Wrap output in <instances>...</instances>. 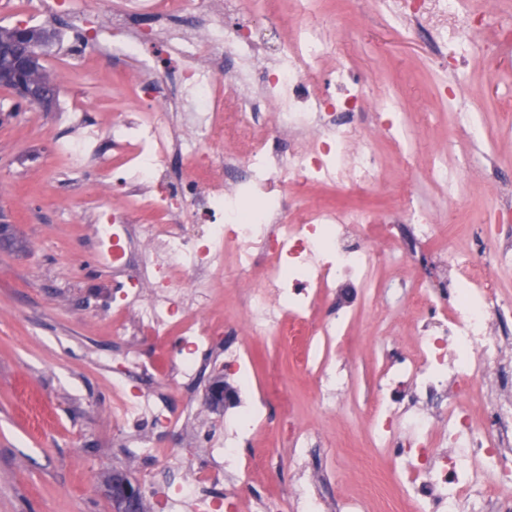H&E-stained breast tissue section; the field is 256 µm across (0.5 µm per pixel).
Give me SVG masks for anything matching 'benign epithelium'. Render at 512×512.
<instances>
[{"label":"benign epithelium","instance_id":"7a95c632","mask_svg":"<svg viewBox=\"0 0 512 512\" xmlns=\"http://www.w3.org/2000/svg\"><path fill=\"white\" fill-rule=\"evenodd\" d=\"M41 42L31 36V28L16 26L10 38L0 44V83L9 84L19 101L27 108L50 111L57 90L32 82L30 74L40 59ZM113 512H144L138 484L125 473L114 471L106 477Z\"/></svg>","mask_w":512,"mask_h":512}]
</instances>
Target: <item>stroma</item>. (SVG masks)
I'll list each match as a JSON object with an SVG mask.
<instances>
[{
    "mask_svg": "<svg viewBox=\"0 0 512 512\" xmlns=\"http://www.w3.org/2000/svg\"><path fill=\"white\" fill-rule=\"evenodd\" d=\"M316 9L336 36V49L352 57L358 71L389 86L417 124L416 169L405 168L399 154L384 141L377 149L386 171L371 191L357 195L344 186L315 189L313 198L338 206H361L390 212L408 186L438 212L442 242L480 251L472 227L479 215L512 195V46L496 48L497 32L480 28L477 50L466 60L433 63L427 34L388 23L375 0H317ZM36 26L56 37H69L72 51L61 57L52 45L41 49V62L57 83L52 111L19 106L13 91L0 88V225H8L18 244L0 245V512H112L105 485L114 470L142 482L152 470L172 472L192 467L179 434L153 438L152 448L171 449L168 460L152 448L132 455L115 446L117 427L112 407L120 393L112 388L109 357L137 346L148 358L164 360L151 338L137 340L114 332L109 316L117 280L104 269L84 238L86 217L94 206H108L96 197L98 183L109 180L107 169L93 167L82 176L70 174V162L51 149L64 136L56 122L62 108L100 117L132 110L127 62L115 58L89 70L80 61L81 36L65 20L36 19ZM460 78L456 100L441 94L443 80ZM481 113L496 142L493 160H486L458 130V112ZM449 170L458 186L447 199L420 173L432 153L447 140ZM393 316L385 310H362L351 334L356 347L349 393L336 411H323L311 379L295 363L300 342L267 337L253 340L252 375L262 383L268 365H276L288 385V401L304 426L320 440L306 449L303 460L314 467L320 492L336 502L376 486L379 498L368 512H379L392 487L388 454L370 446L367 407L381 366V343ZM220 368L206 363L189 389L157 376L172 405L193 398L209 421L222 424L223 411L213 409L207 388ZM271 428L264 447L278 455L275 477L255 475L250 494L262 499L286 492L295 472L289 447L280 438L282 410L269 405Z\"/></svg>",
    "mask_w": 512,
    "mask_h": 512,
    "instance_id": "1",
    "label": "stroma"
}]
</instances>
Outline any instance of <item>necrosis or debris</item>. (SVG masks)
<instances>
[{"instance_id": "4bbe7bcc", "label": "necrosis or debris", "mask_w": 512, "mask_h": 512, "mask_svg": "<svg viewBox=\"0 0 512 512\" xmlns=\"http://www.w3.org/2000/svg\"><path fill=\"white\" fill-rule=\"evenodd\" d=\"M411 24L440 15V45L458 58L473 49L456 21L512 32L498 14L464 9L463 0H382ZM242 0H125L100 18L75 12L73 0H24L17 14L75 17L82 34H95L100 57L134 60L137 109L111 119L86 120L61 112L69 131L57 150L74 166L104 163L100 137L121 145L124 159L110 173L119 204L97 209L91 245L104 267L123 281L112 300L116 331L164 342L170 374L190 386L199 362L220 353L237 381L234 414L223 431H201L197 407L171 409L142 388L154 364L129 349L112 368L123 389L119 442L147 448L150 433L176 431L201 458L176 478L151 476L146 490L160 512H247L246 487L254 473L245 443L266 431L271 401L288 403L287 387L252 386L251 339L290 335L298 325L309 350L302 369L313 380L319 405L332 411L351 381L344 357L357 310L335 314L336 290L350 284L369 292L384 268L410 267L408 289L396 303L398 319L413 326L409 350L386 357L368 413L372 447L390 452L403 502L413 512H512V398L490 399L481 381L505 370L502 333L512 326V299L490 275L512 263V207L493 209L475 234L481 254L439 244L430 207L407 196L400 210L375 219L364 208L308 202L303 191L343 184L376 186L381 159L374 142L407 136L394 94L357 76L338 58L336 39L318 19L315 0H290V28L277 52L253 39ZM152 18L134 32L128 20ZM178 66L180 95L160 79V62ZM236 110L223 114L224 99ZM370 119L356 123L366 99ZM244 286L242 310L215 316L217 279ZM493 474V485L484 477ZM317 478L298 467L286 498H270L262 512H324Z\"/></svg>"}]
</instances>
